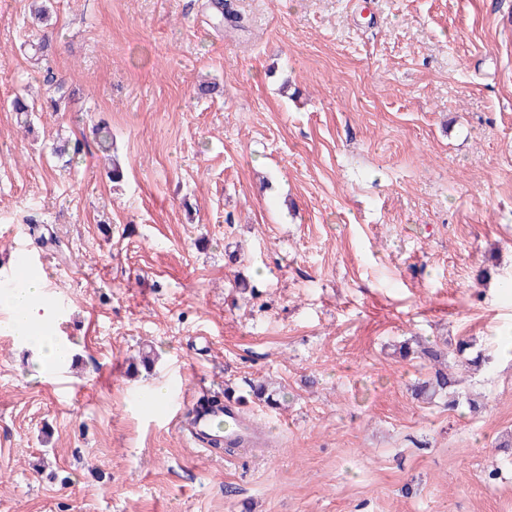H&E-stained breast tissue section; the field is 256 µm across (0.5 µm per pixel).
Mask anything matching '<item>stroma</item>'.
I'll return each instance as SVG.
<instances>
[{
  "mask_svg": "<svg viewBox=\"0 0 512 512\" xmlns=\"http://www.w3.org/2000/svg\"><path fill=\"white\" fill-rule=\"evenodd\" d=\"M228 3L0 0V284L44 258L71 348L0 332V512H512V0ZM413 336L484 353L457 410ZM227 387L267 447L174 425Z\"/></svg>",
  "mask_w": 512,
  "mask_h": 512,
  "instance_id": "35a3bbf8",
  "label": "stroma"
}]
</instances>
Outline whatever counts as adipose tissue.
<instances>
[{"label": "adipose tissue", "instance_id": "1", "mask_svg": "<svg viewBox=\"0 0 512 512\" xmlns=\"http://www.w3.org/2000/svg\"><path fill=\"white\" fill-rule=\"evenodd\" d=\"M0 307L10 314L7 332L34 350L43 363L53 365L63 358L60 341L50 330L52 310L40 279L31 277L20 287L1 290Z\"/></svg>", "mask_w": 512, "mask_h": 512}]
</instances>
